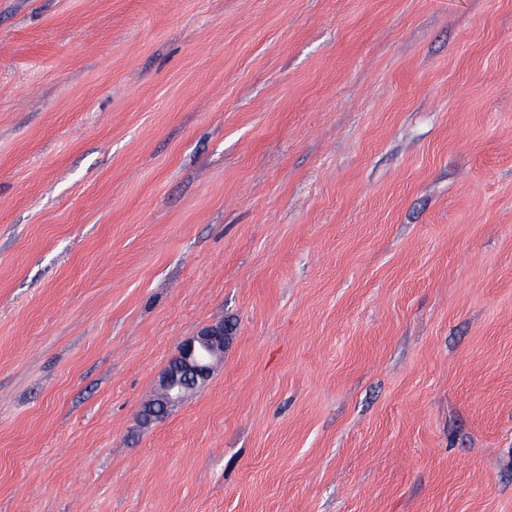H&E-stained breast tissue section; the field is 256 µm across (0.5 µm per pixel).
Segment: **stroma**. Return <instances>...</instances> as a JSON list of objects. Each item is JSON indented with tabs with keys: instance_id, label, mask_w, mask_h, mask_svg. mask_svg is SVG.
<instances>
[{
	"instance_id": "1",
	"label": "stroma",
	"mask_w": 512,
	"mask_h": 512,
	"mask_svg": "<svg viewBox=\"0 0 512 512\" xmlns=\"http://www.w3.org/2000/svg\"><path fill=\"white\" fill-rule=\"evenodd\" d=\"M0 512H512V0H0ZM224 339V326L218 324L206 327L196 336L180 343L173 357L176 363L163 371L154 400L163 402L171 410L204 382L203 386L211 375L214 363L224 356ZM186 374H194V384L185 381Z\"/></svg>"
}]
</instances>
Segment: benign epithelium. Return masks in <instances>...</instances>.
Segmentation results:
<instances>
[{
  "label": "benign epithelium",
  "mask_w": 512,
  "mask_h": 512,
  "mask_svg": "<svg viewBox=\"0 0 512 512\" xmlns=\"http://www.w3.org/2000/svg\"><path fill=\"white\" fill-rule=\"evenodd\" d=\"M224 325L202 329L178 346L175 365L165 368L156 399L168 409L180 405L186 397L211 375L215 362L224 356Z\"/></svg>",
  "instance_id": "benign-epithelium-1"
}]
</instances>
